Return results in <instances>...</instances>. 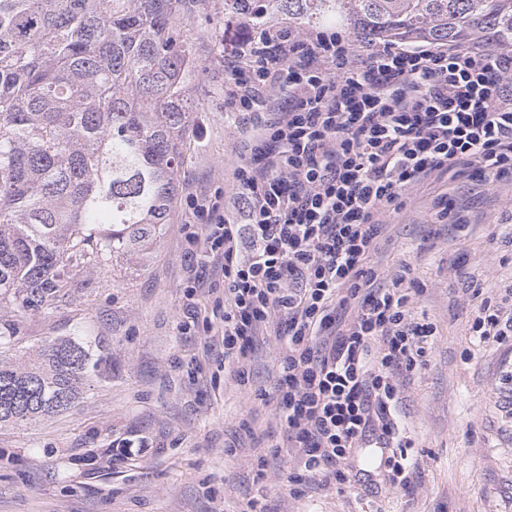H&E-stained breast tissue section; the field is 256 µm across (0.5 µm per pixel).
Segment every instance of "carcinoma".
Masks as SVG:
<instances>
[{
    "label": "carcinoma",
    "mask_w": 512,
    "mask_h": 512,
    "mask_svg": "<svg viewBox=\"0 0 512 512\" xmlns=\"http://www.w3.org/2000/svg\"><path fill=\"white\" fill-rule=\"evenodd\" d=\"M357 39L512 40V0H224L249 26L258 2ZM184 0H0V427L66 412L112 377L104 340L57 336L26 360L15 318L50 311L103 266L147 258L178 187L192 124Z\"/></svg>",
    "instance_id": "carcinoma-1"
}]
</instances>
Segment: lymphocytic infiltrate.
I'll list each match as a JSON object with an SVG mask.
<instances>
[{
  "instance_id": "1",
  "label": "lymphocytic infiltrate",
  "mask_w": 512,
  "mask_h": 512,
  "mask_svg": "<svg viewBox=\"0 0 512 512\" xmlns=\"http://www.w3.org/2000/svg\"><path fill=\"white\" fill-rule=\"evenodd\" d=\"M235 54L230 104L256 121L235 198L186 200L190 250L222 274L224 306L204 321L243 385L256 337L282 345L275 418L291 483L350 486L365 446L386 450L391 483L409 487L398 380L424 365L438 328L413 311L410 263L388 273L373 258L412 188L512 183V42L396 46L283 23ZM468 334L512 341V286L481 300Z\"/></svg>"
}]
</instances>
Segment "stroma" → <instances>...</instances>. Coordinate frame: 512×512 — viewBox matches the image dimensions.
Returning <instances> with one entry per match:
<instances>
[{"mask_svg":"<svg viewBox=\"0 0 512 512\" xmlns=\"http://www.w3.org/2000/svg\"><path fill=\"white\" fill-rule=\"evenodd\" d=\"M257 30L225 25L224 0H187L180 37L192 47L190 94L198 106L171 221L146 265L104 269L53 311L18 319L23 351L79 334L112 346V378L95 383L67 413L30 428H0V512H512V342L478 347L468 321L479 298L512 284V251L492 234L512 217V186L489 193L475 181L410 191L391 222L383 262L413 268L415 313L440 336L426 365L401 387V410L418 464L413 484L392 485L386 466L359 484L294 493L287 452L262 456L274 424L262 400L279 367L274 337L252 355L253 381L224 371L220 337L203 325L182 333L184 296L197 263L187 249V195L232 194L245 158L250 115L230 111L226 62ZM467 217L457 233L433 206L442 193ZM94 460H86L87 450Z\"/></svg>","mask_w":512,"mask_h":512,"instance_id":"obj_1","label":"stroma"}]
</instances>
